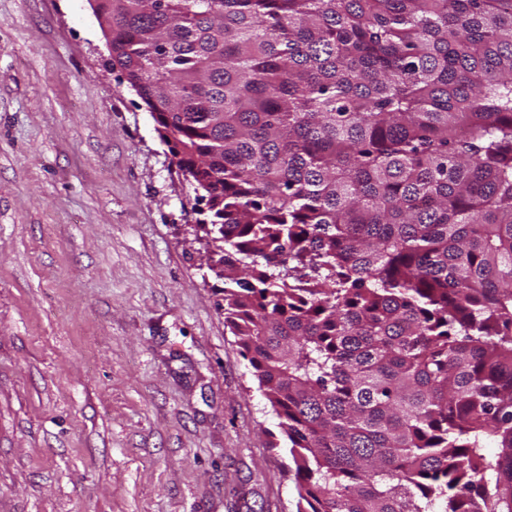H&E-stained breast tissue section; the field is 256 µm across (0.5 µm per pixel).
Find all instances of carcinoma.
<instances>
[{
    "mask_svg": "<svg viewBox=\"0 0 512 512\" xmlns=\"http://www.w3.org/2000/svg\"><path fill=\"white\" fill-rule=\"evenodd\" d=\"M97 11L206 200L299 512H512V0Z\"/></svg>",
    "mask_w": 512,
    "mask_h": 512,
    "instance_id": "obj_1",
    "label": "carcinoma"
}]
</instances>
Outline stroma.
I'll list each match as a JSON object with an SVG mask.
<instances>
[{
    "mask_svg": "<svg viewBox=\"0 0 512 512\" xmlns=\"http://www.w3.org/2000/svg\"><path fill=\"white\" fill-rule=\"evenodd\" d=\"M88 0H0V512H298L201 204Z\"/></svg>",
    "mask_w": 512,
    "mask_h": 512,
    "instance_id": "35a3bbf8",
    "label": "stroma"
}]
</instances>
